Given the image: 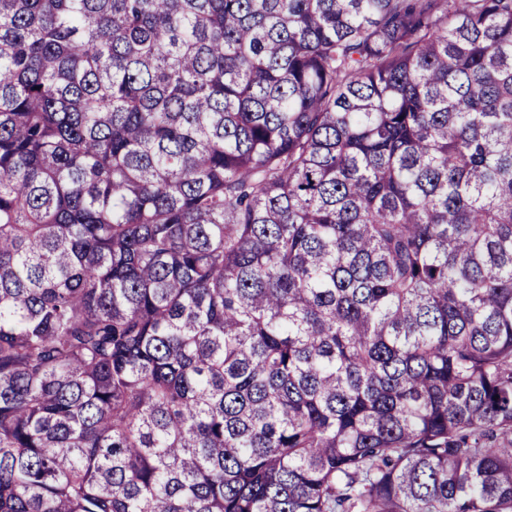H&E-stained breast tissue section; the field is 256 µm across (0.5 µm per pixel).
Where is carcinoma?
Segmentation results:
<instances>
[{
	"label": "carcinoma",
	"instance_id": "cac0c4a2",
	"mask_svg": "<svg viewBox=\"0 0 512 512\" xmlns=\"http://www.w3.org/2000/svg\"><path fill=\"white\" fill-rule=\"evenodd\" d=\"M0 512H512V0H0Z\"/></svg>",
	"mask_w": 512,
	"mask_h": 512
}]
</instances>
